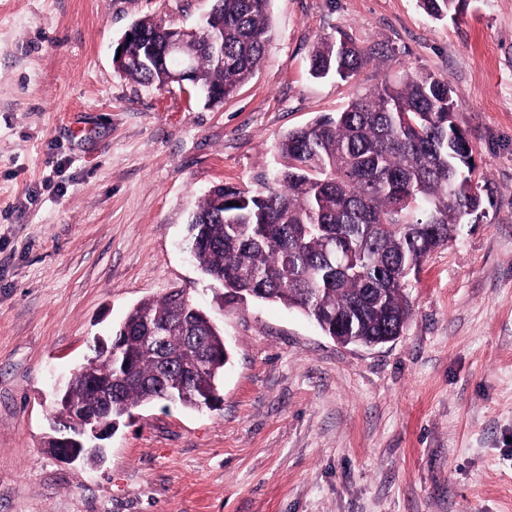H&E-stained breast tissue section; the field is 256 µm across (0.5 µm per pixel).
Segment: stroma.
I'll return each instance as SVG.
<instances>
[{
  "mask_svg": "<svg viewBox=\"0 0 512 512\" xmlns=\"http://www.w3.org/2000/svg\"><path fill=\"white\" fill-rule=\"evenodd\" d=\"M211 0H0V512H512V0H271L253 79L205 105L120 75L136 20ZM370 59L316 79L315 43ZM448 78L484 213L429 257L396 340L337 344L277 303L219 307L185 245L212 187H257L278 141L405 72ZM224 331L213 409L157 402L95 468L44 448L55 389L131 307L172 290ZM464 2L463 0H418L424 13L436 20L454 19Z\"/></svg>",
  "mask_w": 512,
  "mask_h": 512,
  "instance_id": "stroma-1",
  "label": "stroma"
}]
</instances>
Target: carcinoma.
Here are the masks:
<instances>
[{
	"instance_id": "cac0c4a2",
	"label": "carcinoma",
	"mask_w": 512,
	"mask_h": 512,
	"mask_svg": "<svg viewBox=\"0 0 512 512\" xmlns=\"http://www.w3.org/2000/svg\"><path fill=\"white\" fill-rule=\"evenodd\" d=\"M270 0H213L211 27L224 44L218 65L201 42L193 80L206 103L231 97L253 78L271 37ZM436 20L453 19L463 0H418ZM175 26L136 21L126 46L135 56L161 48ZM369 55L349 39L321 38L310 54L316 78L346 81ZM122 75L168 85V64H131ZM454 90L434 73H405L358 95L342 111L288 132L277 144L281 168L257 190L209 191L189 220L192 256L222 289L224 306L255 302L297 309L345 345L378 346L399 336L411 316L412 272L445 248L457 226L483 213L477 164L455 120ZM113 336L115 352L96 350L65 388L112 423L150 402L210 409L228 362L224 334L208 314L173 291L133 306ZM165 332L158 350L146 341ZM205 357L194 361V348Z\"/></svg>"
}]
</instances>
